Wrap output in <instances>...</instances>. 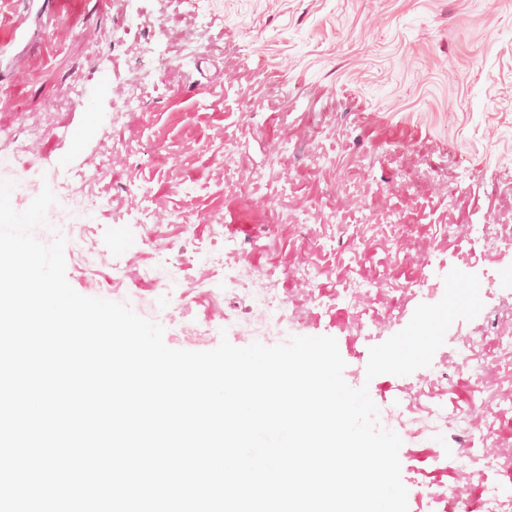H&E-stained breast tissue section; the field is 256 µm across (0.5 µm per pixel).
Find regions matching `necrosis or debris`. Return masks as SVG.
Instances as JSON below:
<instances>
[{
  "label": "necrosis or debris",
  "mask_w": 512,
  "mask_h": 512,
  "mask_svg": "<svg viewBox=\"0 0 512 512\" xmlns=\"http://www.w3.org/2000/svg\"><path fill=\"white\" fill-rule=\"evenodd\" d=\"M61 130V125L32 120L27 138L11 141L9 149L0 153V175L9 176L20 157L34 158L40 141L50 134L59 135ZM61 198L70 224L83 235L89 230L88 215L103 217L112 210L111 190L96 172L74 171ZM507 224L503 216L493 215L486 218L481 229L452 224L447 233L472 240L481 255H497L512 250V233L503 232ZM281 273L284 272L276 266L259 270L236 262L224 264V285L218 288V295L239 297L247 303L245 313L225 315V330L262 342L282 341L291 333L305 334L314 324V310L341 306L356 312L355 317L341 322V331L355 339L369 340L399 326L410 300L428 289L424 280L411 288L391 290L346 277L339 279L330 293L318 294L312 289L318 267L309 260L285 272L303 286L299 297L287 298L279 289ZM486 293L492 298V305L481 310L476 327L456 332V348L446 351L438 364V374L443 379L449 370L463 368L470 390L467 406L448 408L438 390L427 389L428 378L421 374L415 384L401 388L395 404L378 410L379 423L412 439L433 440L456 448L458 456L472 457L474 447L482 446V466L459 469L455 483L445 490L409 478L410 490L427 499L432 512H512V497L476 499L470 493L472 484L484 480L487 472L512 473V445L499 438L489 425L497 405L512 401V269L503 268L497 279L491 280ZM380 296L387 300L383 310L363 318L362 309L371 308ZM489 335L493 336L498 353L486 350L485 338Z\"/></svg>",
  "instance_id": "1"
}]
</instances>
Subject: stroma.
<instances>
[{
	"instance_id": "35a3bbf8",
	"label": "stroma",
	"mask_w": 512,
	"mask_h": 512,
	"mask_svg": "<svg viewBox=\"0 0 512 512\" xmlns=\"http://www.w3.org/2000/svg\"><path fill=\"white\" fill-rule=\"evenodd\" d=\"M13 5L28 21L0 54V89L10 98L0 129L18 138L74 80L84 100L62 119L76 125L92 107L109 116L112 96L96 90L113 70L144 66L163 76L128 125L107 127L73 162L87 167L102 143L136 137L138 154L109 169L114 211H126L124 185L135 181L160 212L198 214L197 238L210 239L209 214L222 216L224 240L255 267L295 266L312 252L322 293L343 273L398 285L442 280L469 247L444 226H477L512 209V0H183L162 48L146 59L136 46L102 42L123 21L114 0H81L71 12L55 0ZM198 24L210 40L185 48ZM228 148L237 161L231 182ZM271 199L318 225L317 246L305 249L293 225L272 223ZM361 207L390 215L400 245L378 230L330 224L333 213ZM94 228L92 247L65 246L76 292L92 297L96 284L108 285V299L160 324L170 348L219 345L225 311L242 305L211 296L223 267L201 261L181 272L188 298L174 319L143 274L159 249L183 240L181 227H138L143 246L116 220ZM422 243L435 249L425 266L414 252ZM436 452L403 439L401 477L453 482L455 449L445 464Z\"/></svg>"
}]
</instances>
